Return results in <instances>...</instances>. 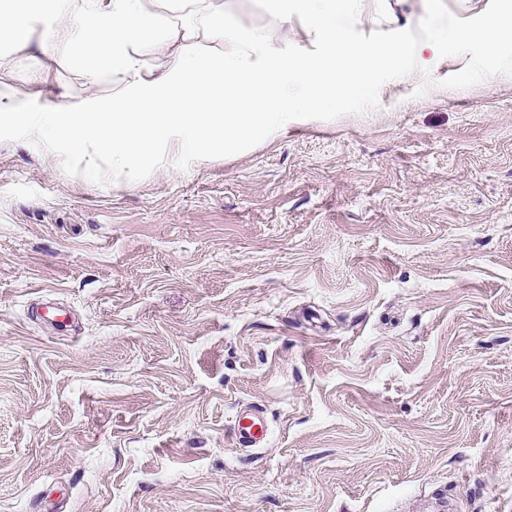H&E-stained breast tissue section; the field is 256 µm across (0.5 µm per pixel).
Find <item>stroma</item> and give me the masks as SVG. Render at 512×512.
<instances>
[{
    "label": "stroma",
    "instance_id": "1",
    "mask_svg": "<svg viewBox=\"0 0 512 512\" xmlns=\"http://www.w3.org/2000/svg\"><path fill=\"white\" fill-rule=\"evenodd\" d=\"M468 25L369 107L129 186L0 130V512H512V83L453 91ZM0 82L118 92L35 48ZM267 427L257 411H250L240 417L234 433L240 447H254L266 436Z\"/></svg>",
    "mask_w": 512,
    "mask_h": 512
}]
</instances>
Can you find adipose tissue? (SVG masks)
<instances>
[{
	"label": "adipose tissue",
	"mask_w": 512,
	"mask_h": 512,
	"mask_svg": "<svg viewBox=\"0 0 512 512\" xmlns=\"http://www.w3.org/2000/svg\"><path fill=\"white\" fill-rule=\"evenodd\" d=\"M409 0H263L289 31L272 42L224 9L223 0H0V67H24L26 49L76 64L88 84L110 75L118 97L74 98L59 88L40 106L0 92V126H19L76 155L86 179L103 164L136 181L161 160L168 145L176 160L246 151L303 125L370 102L384 83L401 84L433 72L449 45L464 46L471 30L448 24L443 0H422L419 13L399 17ZM51 27L34 40L32 21ZM368 24L388 28L379 42L356 34ZM482 58L467 61L458 85L473 76L512 79V59L500 46L512 40V4L487 0ZM218 38L225 50L204 51ZM162 56L166 68L147 59Z\"/></svg>",
	"instance_id": "adipose-tissue-1"
}]
</instances>
